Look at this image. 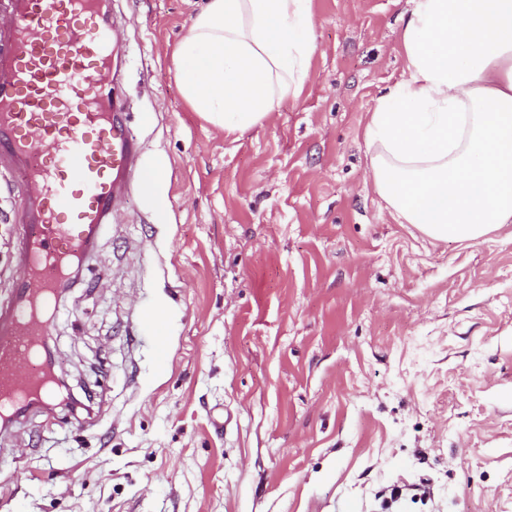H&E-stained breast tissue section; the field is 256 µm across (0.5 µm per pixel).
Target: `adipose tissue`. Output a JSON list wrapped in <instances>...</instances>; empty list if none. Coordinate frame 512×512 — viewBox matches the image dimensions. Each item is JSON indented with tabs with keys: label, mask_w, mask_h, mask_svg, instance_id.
Returning a JSON list of instances; mask_svg holds the SVG:
<instances>
[{
	"label": "adipose tissue",
	"mask_w": 512,
	"mask_h": 512,
	"mask_svg": "<svg viewBox=\"0 0 512 512\" xmlns=\"http://www.w3.org/2000/svg\"><path fill=\"white\" fill-rule=\"evenodd\" d=\"M311 0H207L173 58L183 97L244 132L298 97L315 51ZM405 78L366 128L378 193L429 237L512 224V0H413Z\"/></svg>",
	"instance_id": "1"
}]
</instances>
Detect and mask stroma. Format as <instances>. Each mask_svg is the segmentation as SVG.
<instances>
[{"label": "stroma", "mask_w": 512, "mask_h": 512, "mask_svg": "<svg viewBox=\"0 0 512 512\" xmlns=\"http://www.w3.org/2000/svg\"><path fill=\"white\" fill-rule=\"evenodd\" d=\"M204 0H112L162 208L133 191L55 312L88 408L0 429V512H512V224H402L365 139L410 0H312L301 95L245 132L192 112L172 52ZM22 211L0 180V301ZM166 338L159 355L147 318Z\"/></svg>", "instance_id": "35a3bbf8"}]
</instances>
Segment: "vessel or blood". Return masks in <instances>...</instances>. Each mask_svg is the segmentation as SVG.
<instances>
[{
	"mask_svg": "<svg viewBox=\"0 0 512 512\" xmlns=\"http://www.w3.org/2000/svg\"><path fill=\"white\" fill-rule=\"evenodd\" d=\"M0 28V172L23 195L8 302H0V414L56 398L42 324L70 264L110 223L140 142L117 101L112 0H7ZM39 290H32L31 282Z\"/></svg>",
	"mask_w": 512,
	"mask_h": 512,
	"instance_id": "vessel-or-blood-1",
	"label": "vessel or blood"
}]
</instances>
